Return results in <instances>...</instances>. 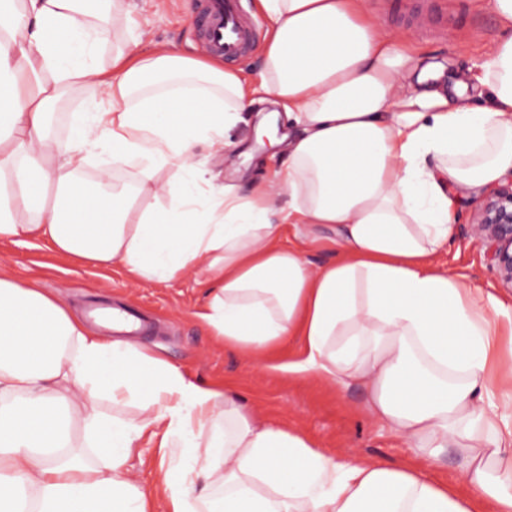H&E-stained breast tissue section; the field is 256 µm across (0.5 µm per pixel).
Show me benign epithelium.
<instances>
[{"label":"benign epithelium","instance_id":"1","mask_svg":"<svg viewBox=\"0 0 512 512\" xmlns=\"http://www.w3.org/2000/svg\"><path fill=\"white\" fill-rule=\"evenodd\" d=\"M471 233L487 247L502 284L512 288V180L485 198L471 224Z\"/></svg>","mask_w":512,"mask_h":512}]
</instances>
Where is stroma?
<instances>
[{"mask_svg":"<svg viewBox=\"0 0 512 512\" xmlns=\"http://www.w3.org/2000/svg\"><path fill=\"white\" fill-rule=\"evenodd\" d=\"M125 2L141 50L174 45L194 56H207L194 23L202 0ZM363 5L384 31L401 38L409 52L427 56L448 70L481 63L504 35L494 15L472 0H363ZM268 108V102L256 101L229 133L238 144L236 152L209 161L218 183L232 182L244 188L267 175L271 152L259 146L258 126L261 113ZM476 210V204H459L455 236L437 252L435 262L465 277L474 288L510 297L512 290L502 287L493 262L470 234ZM0 263L20 281L60 292L78 318H85L93 303L138 310L145 327L137 343L177 365L189 379L242 396L255 415L299 430L317 449L338 459L359 457L407 466L419 462L414 449L371 417L359 387L338 388L313 377H290L225 348L194 316L203 300L195 273L166 284H135L120 263L98 271L60 255L47 242L9 239H0ZM142 455V461L133 462L130 476L149 496L163 501L164 474L183 463L184 451L146 448Z\"/></svg>","mask_w":512,"mask_h":512,"instance_id":"stroma-1","label":"stroma"}]
</instances>
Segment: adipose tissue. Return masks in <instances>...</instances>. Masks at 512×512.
Listing matches in <instances>:
<instances>
[{
    "instance_id": "1",
    "label": "adipose tissue",
    "mask_w": 512,
    "mask_h": 512,
    "mask_svg": "<svg viewBox=\"0 0 512 512\" xmlns=\"http://www.w3.org/2000/svg\"><path fill=\"white\" fill-rule=\"evenodd\" d=\"M489 2L508 38L447 83L361 0H257L253 82L171 47L138 52L122 0H0V238L119 262L134 283L196 272L212 336L257 361L301 337L305 357L280 371L360 387L421 460H340L0 273V512H153L129 462L143 438L175 436L187 457L165 473L167 512H196L201 476L224 491L213 512H512V428L488 399L492 370L512 377L499 354L512 323L498 322L512 305L432 262L458 204L512 171V0ZM89 87L108 109L89 104L54 136L53 108ZM478 89L487 106L468 103ZM260 92L296 128L287 167L246 193L202 188V153L230 148ZM125 160L137 180L117 189L107 164ZM287 224L331 230L336 260L311 269L284 246ZM445 448L465 485L432 476Z\"/></svg>"
}]
</instances>
